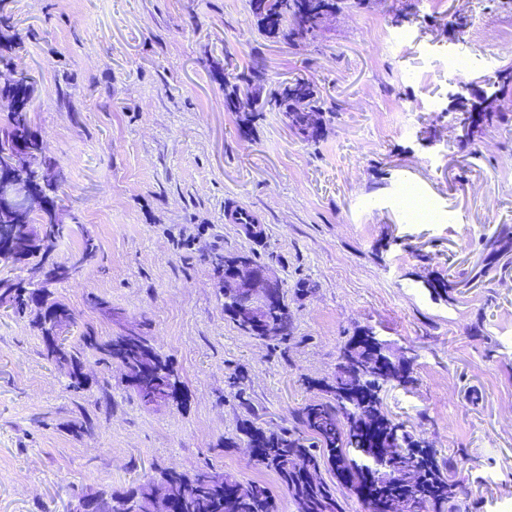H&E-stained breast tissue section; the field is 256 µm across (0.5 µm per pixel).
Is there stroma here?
<instances>
[{
    "mask_svg": "<svg viewBox=\"0 0 512 512\" xmlns=\"http://www.w3.org/2000/svg\"><path fill=\"white\" fill-rule=\"evenodd\" d=\"M0 14L24 42L15 69L61 186L52 257L69 260L87 235L98 245L51 286L78 318L67 342L147 329L184 393L145 407L89 350L73 391L29 319L0 308V512H69L159 468L208 466L295 512L277 475L224 440L245 419L291 428L360 330L413 367V384L384 391L388 413L457 460L476 512H512V267L475 277L479 237L512 225V122L459 150L448 97L512 65V0H371L297 47L260 36L249 0H0ZM460 14L465 28L449 32ZM234 71L265 94L307 79L337 114L315 144L278 112L241 126L224 102ZM235 207L259 214L261 236L227 223ZM217 255L277 272L288 343L225 315ZM452 276L474 284L450 300L438 289Z\"/></svg>",
    "mask_w": 512,
    "mask_h": 512,
    "instance_id": "obj_1",
    "label": "stroma"
}]
</instances>
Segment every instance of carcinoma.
<instances>
[{
  "mask_svg": "<svg viewBox=\"0 0 512 512\" xmlns=\"http://www.w3.org/2000/svg\"><path fill=\"white\" fill-rule=\"evenodd\" d=\"M363 5V0H274L268 15L257 17L260 33L267 38L283 39L290 44L313 41L319 35L324 22L320 13L332 17L336 13ZM10 17L0 16V65L11 64L12 54L22 48V39L11 32ZM305 107L317 112L321 127H326L325 114H334L324 108L325 101L314 85L299 79ZM498 94L503 108L482 112H467L462 121L467 125L469 138L458 141L464 150L472 143V137L495 121L512 119V69L504 70L497 82ZM249 92L245 73L225 80L224 98L229 100ZM263 112H293L292 100L284 99L278 92L268 96L261 111L243 115L240 121L250 125ZM37 130L32 125L28 109L7 113L0 123V155L6 151H19L34 147L33 135ZM40 165L28 170V176L36 188L44 193L46 206L55 209V197L59 186L45 188L39 182ZM62 224L52 223V217L40 214L30 217L25 224L16 226L15 234L20 239L34 238L41 247L26 255L44 262L51 258L55 242L64 235ZM512 241V226L503 224L496 235L482 239L486 252L483 267L475 278L486 277L499 262L502 244ZM21 279H0V290L12 293L13 314L18 317L52 315L66 305L56 300L48 284L38 287H19ZM270 317L280 330L278 339L285 341L292 335L293 321L280 307L271 308ZM369 332L353 336L342 348L336 374L330 381L313 382L311 386L320 392V397L303 407L296 415L297 424L317 440L319 446L305 443L301 435L294 433H271L263 448L265 454L257 460L261 467L275 472L282 486L293 500L296 512H343L336 497V484L328 481L323 472H328L344 483L356 494H361L364 475L372 478L375 493L366 502L368 512H471L467 498L463 497L461 485L455 479L456 463L453 459H440L434 449L416 439L407 425L389 417L383 410L382 391L388 386L406 385L413 381L412 369L406 362L387 363L385 369L370 367L362 375L353 373L345 365L351 358L358 362H377L381 354L369 351ZM138 340L146 347L148 359L145 365L172 380L168 401L176 402L181 397V383L167 361L157 351L151 337L138 333ZM82 347H70L67 355L78 366L82 365V353L94 349L108 359L136 362L142 357L135 345L123 347L119 341L100 340L91 333L81 337ZM354 401L364 414L372 417L366 426L351 417L344 400ZM384 454L386 459L374 469L359 463L362 456L375 457ZM177 499L176 512H277L274 495L265 486L257 483L243 484L231 476L214 469L197 470L191 474L165 472L157 480H149L129 494L115 498L102 490L85 495L83 499L93 505V512H153L155 503L162 497Z\"/></svg>",
  "mask_w": 512,
  "mask_h": 512,
  "instance_id": "1",
  "label": "carcinoma"
}]
</instances>
